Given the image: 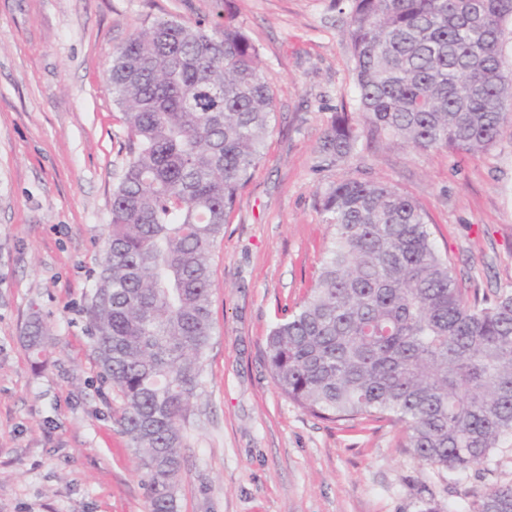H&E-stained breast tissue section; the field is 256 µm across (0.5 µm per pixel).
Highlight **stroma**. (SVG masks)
Masks as SVG:
<instances>
[{
  "label": "stroma",
  "mask_w": 512,
  "mask_h": 512,
  "mask_svg": "<svg viewBox=\"0 0 512 512\" xmlns=\"http://www.w3.org/2000/svg\"><path fill=\"white\" fill-rule=\"evenodd\" d=\"M226 9L259 48L277 112L213 251L214 333L177 510L467 512L486 486L512 482V445L465 474L434 471L404 448L400 425L316 417L268 366V333L307 295L332 238L322 194L350 176L416 200L464 288L512 289V129L467 153L370 136L322 162L337 109H357L335 0H0V512H147L121 401L100 387L81 314L129 158L105 72L142 26ZM35 312L48 334L39 366L23 345Z\"/></svg>",
  "instance_id": "obj_1"
}]
</instances>
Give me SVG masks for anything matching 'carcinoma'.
Segmentation results:
<instances>
[{
  "mask_svg": "<svg viewBox=\"0 0 512 512\" xmlns=\"http://www.w3.org/2000/svg\"><path fill=\"white\" fill-rule=\"evenodd\" d=\"M359 112L336 113L320 153L367 132L417 150L492 147L512 127L502 37L512 0H349ZM130 158L82 312L99 375L122 400L148 512H177L189 416L213 334L211 255L273 132L275 94L234 13L160 19L115 47L106 72ZM333 229L310 294L267 336L273 379L318 417L400 424L424 465L464 472L512 436V289L459 287L429 216L383 183L347 178L320 207ZM30 355L46 351L34 313ZM469 512H512V483Z\"/></svg>",
  "mask_w": 512,
  "mask_h": 512,
  "instance_id": "carcinoma-1",
  "label": "carcinoma"
}]
</instances>
